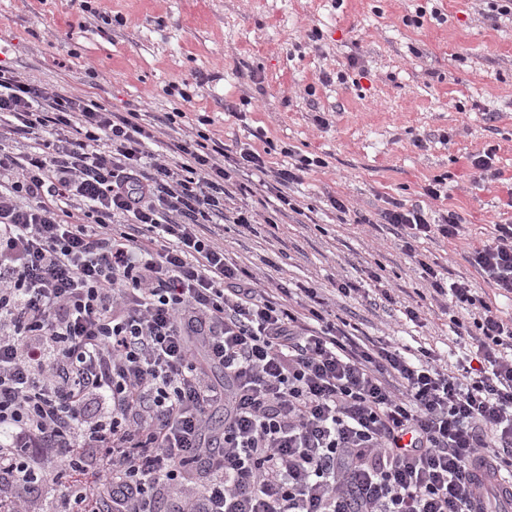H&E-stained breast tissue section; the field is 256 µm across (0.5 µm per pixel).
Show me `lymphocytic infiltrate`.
<instances>
[{
	"instance_id": "lymphocytic-infiltrate-1",
	"label": "lymphocytic infiltrate",
	"mask_w": 512,
	"mask_h": 512,
	"mask_svg": "<svg viewBox=\"0 0 512 512\" xmlns=\"http://www.w3.org/2000/svg\"><path fill=\"white\" fill-rule=\"evenodd\" d=\"M209 123L0 67V512H26L14 489L40 480L66 482L62 512L512 506V316L419 249L459 239L460 215L397 200L379 215L456 309L448 373L430 349L356 340L316 289L296 307L227 259L209 225L255 222L227 207L233 173L266 177L274 211H293L290 187L327 161L294 152L274 169L251 144L228 153ZM11 136L40 148L14 152ZM467 260L512 300V224Z\"/></svg>"
}]
</instances>
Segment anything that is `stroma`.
<instances>
[{"mask_svg": "<svg viewBox=\"0 0 512 512\" xmlns=\"http://www.w3.org/2000/svg\"><path fill=\"white\" fill-rule=\"evenodd\" d=\"M0 0V66L60 95H82L115 111L155 115L180 108L209 116L226 149L249 143L315 153L326 168L292 189L299 212L244 232L213 225L229 257L260 287L287 288L305 303L318 289L330 320L359 337L434 349L451 364L454 335L413 259L374 228L387 200L455 210L465 231L427 249L456 276L480 283L465 260L512 223V17L490 0ZM444 23L404 24L416 9ZM318 40H311V31ZM192 82L191 101L168 96ZM327 118L318 126L316 116ZM423 148H416L415 140ZM495 149L497 176L476 179L473 155ZM445 177L448 196L420 190ZM366 216L342 221L330 197ZM375 272L395 302L379 308L336 289L339 276ZM419 307L425 326L406 320Z\"/></svg>", "mask_w": 512, "mask_h": 512, "instance_id": "obj_1", "label": "stroma"}]
</instances>
